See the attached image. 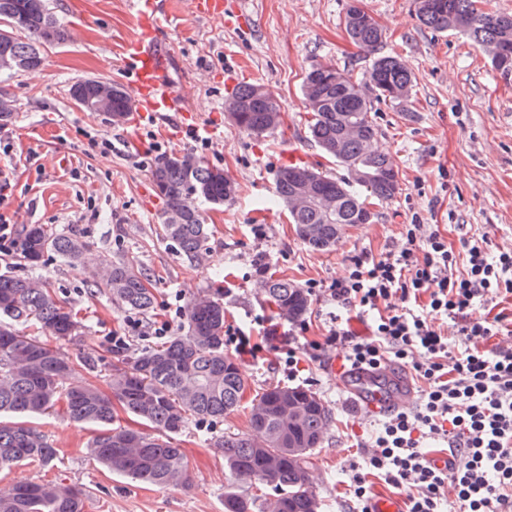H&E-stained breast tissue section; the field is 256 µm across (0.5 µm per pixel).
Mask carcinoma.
I'll return each mask as SVG.
<instances>
[{
    "label": "carcinoma",
    "mask_w": 512,
    "mask_h": 512,
    "mask_svg": "<svg viewBox=\"0 0 512 512\" xmlns=\"http://www.w3.org/2000/svg\"><path fill=\"white\" fill-rule=\"evenodd\" d=\"M415 10L421 25L440 33L462 32L493 67L512 69V61L504 66L497 54L502 47L512 49V16L485 11L479 0H415ZM0 20L12 33L0 41V75L38 72L40 48L69 39L49 0H0ZM343 23L358 48L376 51L384 31L361 0H348ZM108 85L111 108L121 109L125 88L102 79L87 80L83 108L98 112L94 103ZM413 86L412 72L393 55L374 58L363 83L332 65H310L302 86L311 112L309 136L348 172L339 180L301 165L275 173V195L310 249H333L347 228L364 223L366 213L398 193L397 170L378 145L373 102H401ZM16 111L15 98L0 88V126ZM225 111L236 115V127L256 136L282 125L277 103L258 82L239 86L225 99ZM359 170L390 177L361 183L355 177ZM296 172L308 177L314 196L298 187ZM150 175L164 201V235L186 258L202 260L209 229L200 204L224 206L236 196V182L191 152L159 157ZM84 246L80 237L46 224L24 225L16 241V250L33 270L49 256L76 260ZM98 285L130 311L146 313L154 307L150 274L133 257L112 264L102 282L92 283ZM264 295L282 320L297 321L309 310L307 291L286 278L266 281ZM185 317L182 331L117 358L107 370L106 393L69 381L71 366L57 350L18 329L31 323L58 342L78 335L80 321L54 287L33 273L0 274V470L30 463L54 468L59 450L29 418L60 407L71 420L100 430L90 445V456L99 465L160 489L185 484L188 460L176 437L193 418L216 421L238 409L247 390L237 359L224 350V304L199 293L188 301ZM248 408L250 433L218 438L215 444L224 450V466L234 478L275 494L259 502L230 488L224 491V512H321L309 463L322 447L331 417L326 402L305 387L271 386ZM121 412L157 434L120 424ZM0 512H83L82 492L57 479L14 482L0 487Z\"/></svg>",
    "instance_id": "obj_1"
}]
</instances>
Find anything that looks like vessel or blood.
I'll return each instance as SVG.
<instances>
[{"instance_id":"vessel-or-blood-1","label":"vessel or blood","mask_w":512,"mask_h":512,"mask_svg":"<svg viewBox=\"0 0 512 512\" xmlns=\"http://www.w3.org/2000/svg\"><path fill=\"white\" fill-rule=\"evenodd\" d=\"M130 9L136 18L137 32L123 48L134 72L129 91L139 111H176L181 96L166 69L169 48L164 38L161 0H130Z\"/></svg>"}]
</instances>
